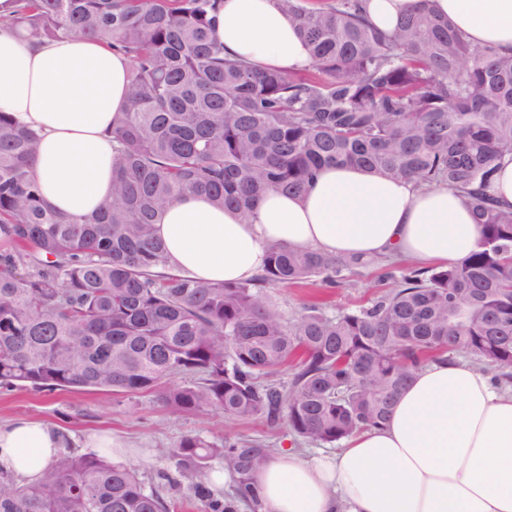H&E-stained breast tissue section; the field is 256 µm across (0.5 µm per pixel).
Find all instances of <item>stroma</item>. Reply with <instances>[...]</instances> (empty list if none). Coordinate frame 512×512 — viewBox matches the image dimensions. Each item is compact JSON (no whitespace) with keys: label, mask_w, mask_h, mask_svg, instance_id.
<instances>
[{"label":"stroma","mask_w":512,"mask_h":512,"mask_svg":"<svg viewBox=\"0 0 512 512\" xmlns=\"http://www.w3.org/2000/svg\"><path fill=\"white\" fill-rule=\"evenodd\" d=\"M384 266L356 270L351 287L327 290L320 285L271 288L267 294L285 317H292L307 301H323L329 307L355 308L367 304L384 288ZM30 417L52 424L73 439L104 431L112 432L125 446L133 448L131 464L145 481L152 482L169 465L160 449L176 445L189 434L208 441H220L225 433L257 437L274 448H289L293 440L287 426L270 427L260 421L224 424L211 414L188 415L165 406L157 394H106L94 390L39 392L27 387L11 391L0 389V422Z\"/></svg>","instance_id":"stroma-1"}]
</instances>
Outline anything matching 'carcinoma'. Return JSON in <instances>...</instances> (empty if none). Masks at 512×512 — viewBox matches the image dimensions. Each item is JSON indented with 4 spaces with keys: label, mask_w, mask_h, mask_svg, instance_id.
I'll list each match as a JSON object with an SVG mask.
<instances>
[{
    "label": "carcinoma",
    "mask_w": 512,
    "mask_h": 512,
    "mask_svg": "<svg viewBox=\"0 0 512 512\" xmlns=\"http://www.w3.org/2000/svg\"><path fill=\"white\" fill-rule=\"evenodd\" d=\"M8 24L31 40L88 36L130 60L114 131L112 200L64 217L31 177L36 131L0 112V387L155 392L175 411L226 422L286 421L295 441L334 447L382 425L396 395L433 360L469 357L512 385V208L486 193L512 155V56L472 48L427 7L378 31L361 0H275L312 65L259 71L224 54L221 0H12ZM324 164H355L419 188L463 193L477 249L448 267L391 263L388 291L291 319L266 289L377 258L286 245L244 282L167 272L155 235L188 194L254 216L269 190L304 192ZM289 372L288 381L281 373ZM272 449L224 434L185 435L162 454L208 512H232L205 485L218 459L233 498L256 508L252 474ZM0 512H168L131 465L63 449L36 485L0 479Z\"/></svg>",
    "instance_id": "1"
}]
</instances>
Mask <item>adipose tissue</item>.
Masks as SVG:
<instances>
[{"label":"adipose tissue","instance_id":"adipose-tissue-1","mask_svg":"<svg viewBox=\"0 0 512 512\" xmlns=\"http://www.w3.org/2000/svg\"><path fill=\"white\" fill-rule=\"evenodd\" d=\"M474 47L512 55V0H431ZM215 31L226 54L291 72L310 53L272 0H224ZM130 61L75 37L29 42L0 25V112L40 134L33 175L67 216L89 215L112 193V130L130 93ZM169 266L199 280L249 279L273 245L332 256L398 255L459 263L480 227L457 190L416 188L356 165L321 168L300 197L276 190L244 219L206 197L179 198L156 226ZM72 438L18 417L0 424V475L37 484ZM258 512H512V389L457 358L420 369L387 422L339 448L274 452L254 476Z\"/></svg>","mask_w":512,"mask_h":512}]
</instances>
